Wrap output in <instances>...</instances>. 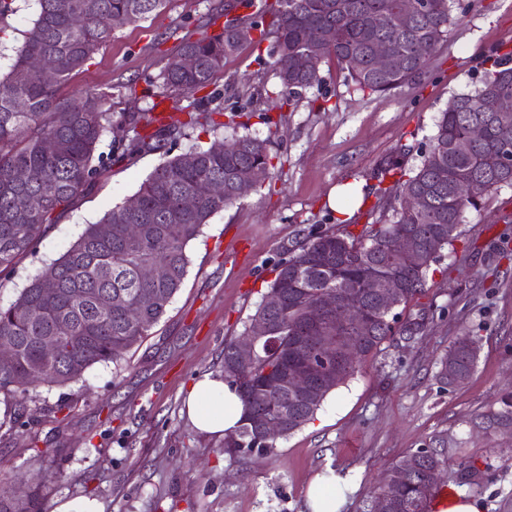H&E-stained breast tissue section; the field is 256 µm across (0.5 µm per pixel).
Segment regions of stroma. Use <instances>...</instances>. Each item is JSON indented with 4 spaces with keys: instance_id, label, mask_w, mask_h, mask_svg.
<instances>
[{
    "instance_id": "35a3bbf8",
    "label": "stroma",
    "mask_w": 512,
    "mask_h": 512,
    "mask_svg": "<svg viewBox=\"0 0 512 512\" xmlns=\"http://www.w3.org/2000/svg\"><path fill=\"white\" fill-rule=\"evenodd\" d=\"M214 0H169L165 10L115 29L92 60L58 91L69 98L107 92L113 115L146 108L178 36H198ZM448 38L420 81L375 98L347 81L335 59L295 105L268 111L280 89L273 39L244 45L215 79L224 115L249 114L248 132L266 140L273 169L261 188L215 214L187 247L188 275L166 315L119 364L101 363L64 387L26 399L30 426L0 436V482L38 475L46 508L92 496L104 512H309L311 478L331 469L352 478L341 512H366L381 473L409 450L435 440L472 460L479 483L462 482L456 463L441 479L452 493L479 498L484 512H512V433L481 427L498 394L512 390V186L467 211L461 235L432 263L424 291L397 310L377 352L334 389L314 420L273 452L229 458L223 438L195 430L183 412L195 378L223 369L224 343L242 336L274 276V266L317 231L360 232L391 216L382 162L417 165L452 95L478 87L485 56L512 49V0H460ZM35 12L13 0L0 16V69L8 70ZM327 111H319V104ZM220 133L196 128L164 148L115 161L61 213L16 271L0 277V303L63 254L85 225L132 196L166 159L208 147ZM365 185V202L340 221L327 196L346 182ZM420 323L414 335L404 327ZM478 344L468 384L443 386L439 362L460 336ZM70 407L59 410L60 402Z\"/></svg>"
}]
</instances>
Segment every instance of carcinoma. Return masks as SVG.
<instances>
[{
  "label": "carcinoma",
  "instance_id": "1",
  "mask_svg": "<svg viewBox=\"0 0 512 512\" xmlns=\"http://www.w3.org/2000/svg\"><path fill=\"white\" fill-rule=\"evenodd\" d=\"M170 0H35L36 15L17 48L10 71L0 76V274L12 272L41 240L59 214L92 186L101 169L94 165L104 133L120 128L124 159L154 151L168 137L188 128L209 126L216 131L224 123L210 92L161 121L158 102L148 108L123 113L112 121L107 98L87 92L61 99L58 87L80 70L112 37L116 27L157 14ZM456 0H276L260 24L244 19L246 29L260 30V39L274 38L273 70L281 90L271 109L281 110L297 101L304 90L321 81L324 59H336L347 78L361 91L385 94L419 78L440 44L446 41ZM407 6L405 24H396L401 6ZM336 31L332 40L323 39ZM253 38L239 37L234 21L227 20L217 34L186 37L160 74L162 87L194 95L212 85L224 70L226 59ZM386 43L396 65L377 66L374 51ZM184 55L196 58V67L180 66ZM43 56L55 64V78L44 80L29 68ZM481 84L474 92L453 97L436 123V132L419 165L405 169L402 157L383 162L380 174L396 175L399 207L392 218L363 231L338 234L321 231L309 236L290 255L276 264V275L266 295H277L282 307L260 302L253 318H266L280 328V348H265L251 361L236 357V341L224 343V379L237 388L249 387L244 400L249 410L283 412L288 424L282 437L310 422L327 396L353 376L361 364L391 335L390 318L375 313L373 295L360 294L354 283L365 271L377 269L403 279L398 305L421 293L434 259H419L391 250L392 239L410 234L422 240L446 236L450 245L458 236L463 214L478 210L485 196L502 185H512V120L504 122L496 102L512 97V53L484 60ZM481 125L482 139L469 141L468 129ZM52 141L56 150H47ZM235 149L224 152V140L208 148L189 151L159 164L133 195L137 206L123 204L105 214L83 232L59 258L52 260L7 305H0V343L13 347L14 357L0 363V396L14 403L13 412L0 421V429L13 432L26 426L24 396L28 387H64L79 379L95 364L119 363L140 344L167 313L188 272L189 243L216 213L243 199L265 182L273 168L266 141L250 134L231 139ZM259 169L264 178L250 184L237 182L243 170ZM205 181L224 183V195L203 197L192 209L185 197ZM155 263L167 266L166 277L147 281L140 270ZM53 292L48 293L46 289ZM331 293H340L372 316L370 328L358 339L353 357L336 363L334 371L315 379L313 394L296 396L278 381L286 366L308 361L306 341L316 335L308 310ZM100 294L112 298V308L102 310ZM71 323L58 356L48 357L39 338L53 331L56 322ZM479 357L476 342L459 337L440 360L442 384H465ZM491 418L512 423V392L503 393ZM259 448L249 419L224 437V453L236 457ZM448 464V449L417 448L400 456L374 488L372 500L385 496L394 477L403 481L390 512H424L434 486L425 483L431 468ZM0 512H45L38 489L21 501L0 489Z\"/></svg>",
  "mask_w": 512,
  "mask_h": 512
}]
</instances>
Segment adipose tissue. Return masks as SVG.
Segmentation results:
<instances>
[{
  "label": "adipose tissue",
  "mask_w": 512,
  "mask_h": 512,
  "mask_svg": "<svg viewBox=\"0 0 512 512\" xmlns=\"http://www.w3.org/2000/svg\"><path fill=\"white\" fill-rule=\"evenodd\" d=\"M186 411L193 426L204 433L225 436L242 424L244 403L236 387L218 373L200 375L186 397ZM353 485L334 472L318 474L311 482L307 504L311 512H339L346 491Z\"/></svg>",
  "instance_id": "1"
}]
</instances>
